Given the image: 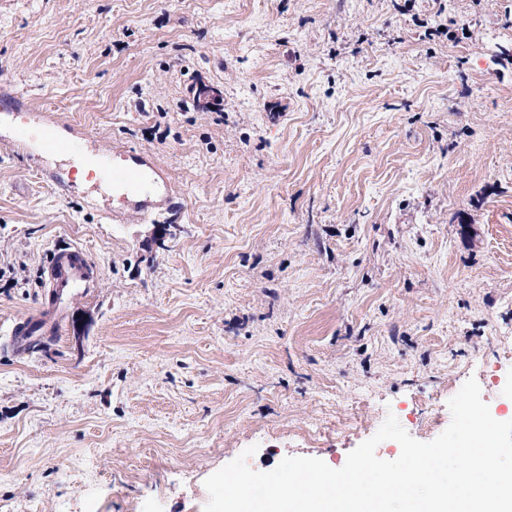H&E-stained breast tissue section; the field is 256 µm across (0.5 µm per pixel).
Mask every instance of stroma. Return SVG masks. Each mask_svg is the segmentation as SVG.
<instances>
[{"instance_id":"stroma-1","label":"stroma","mask_w":512,"mask_h":512,"mask_svg":"<svg viewBox=\"0 0 512 512\" xmlns=\"http://www.w3.org/2000/svg\"><path fill=\"white\" fill-rule=\"evenodd\" d=\"M6 85L91 142L0 151V504L204 512L251 446L433 440L471 377L512 420V0H0ZM115 148L181 207L31 167ZM86 280L87 266L84 255L81 251H75L62 257L51 269L48 288H52L51 292L56 290L57 296H61L66 289L81 288Z\"/></svg>"}]
</instances>
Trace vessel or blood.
<instances>
[{"mask_svg":"<svg viewBox=\"0 0 512 512\" xmlns=\"http://www.w3.org/2000/svg\"><path fill=\"white\" fill-rule=\"evenodd\" d=\"M40 140L42 148L50 153L78 156L84 149L83 137L79 132L59 139L50 132H37L34 126H16L8 141L0 143V148L18 152L29 146L32 140ZM89 180L93 184L105 183L111 186L112 193L121 202L109 217L121 220L126 209L140 214H148L157 209L179 207L180 201L172 190H160V183L166 182L165 171L147 153L131 151L113 152L111 158H99L92 164ZM87 280V266L82 252L76 251L62 257L51 269L49 286L56 292L81 287Z\"/></svg>","mask_w":512,"mask_h":512,"instance_id":"1","label":"vessel or blood"}]
</instances>
